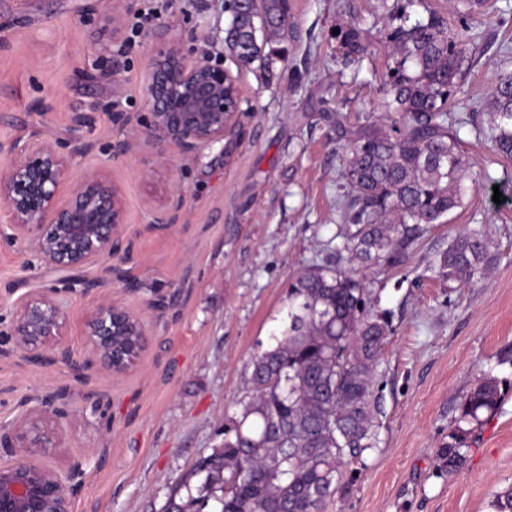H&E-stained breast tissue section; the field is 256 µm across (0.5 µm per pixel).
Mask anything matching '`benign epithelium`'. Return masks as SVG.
Returning a JSON list of instances; mask_svg holds the SVG:
<instances>
[{
	"label": "benign epithelium",
	"mask_w": 512,
	"mask_h": 512,
	"mask_svg": "<svg viewBox=\"0 0 512 512\" xmlns=\"http://www.w3.org/2000/svg\"><path fill=\"white\" fill-rule=\"evenodd\" d=\"M148 134L192 152L224 137L241 112L238 83L222 63L187 64L180 49L163 42L149 61ZM88 146L74 140L69 154L34 136L17 149L18 160L0 172V202L10 213L13 238L27 243L49 267L75 270L92 258L112 259L124 244L125 206L114 181L92 174L73 185L62 203L68 155ZM69 314L56 293L35 291L22 298L13 320L16 346L39 363L52 355L77 376L96 367L119 376L134 367L148 345L142 318L126 303L102 297L83 320L88 356H73L64 344ZM63 391L50 390L38 407L0 426V448L46 457L60 440L50 422L66 415ZM0 512H70L65 479L43 464L0 466Z\"/></svg>",
	"instance_id": "obj_1"
}]
</instances>
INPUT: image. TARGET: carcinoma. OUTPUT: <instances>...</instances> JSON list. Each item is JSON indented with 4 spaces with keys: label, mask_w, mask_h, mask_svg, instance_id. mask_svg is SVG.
<instances>
[{
    "label": "carcinoma",
    "mask_w": 512,
    "mask_h": 512,
    "mask_svg": "<svg viewBox=\"0 0 512 512\" xmlns=\"http://www.w3.org/2000/svg\"><path fill=\"white\" fill-rule=\"evenodd\" d=\"M456 12L476 20L489 0H455ZM225 40L244 65L266 64L258 33L288 26V0H229ZM471 26L448 28V15L424 18L388 34L397 56L384 77L385 111L397 114L393 133L374 124L351 131L343 177L342 224L328 254L288 286V327L274 344L256 350L248 368L254 392L239 416L224 425V444L196 465L199 485L186 504L170 500L166 512L210 504L213 512H325L343 487L345 464L376 447V367L392 332L382 290L345 266L379 270L405 264L410 247L430 224H444L463 203L467 164L448 104L464 75ZM489 139L512 156V76L496 85ZM495 255L477 229L459 232L434 269L448 289L484 276ZM499 379L487 373L466 395L451 442L441 453L453 474L465 462L474 424L499 406Z\"/></svg>",
    "instance_id": "obj_1"
}]
</instances>
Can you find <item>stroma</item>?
<instances>
[{
  "label": "stroma",
  "mask_w": 512,
  "mask_h": 512,
  "mask_svg": "<svg viewBox=\"0 0 512 512\" xmlns=\"http://www.w3.org/2000/svg\"><path fill=\"white\" fill-rule=\"evenodd\" d=\"M395 2L288 0L285 33L263 49L274 61L267 72L228 50L224 0H172L123 57L133 12L152 0H0V170L31 133L61 149L79 139L89 149L71 157L70 181L108 173L125 202L128 250L78 270L52 269L24 241L0 235V347L12 352L0 359V423L21 401L64 389L69 414L44 463L63 469L84 459L69 486L71 512H163L169 498L185 497L180 484L195 463L221 446L225 422L252 389L250 356L282 326L290 281L325 256L341 222L349 130L393 127L382 109V77L396 65L387 31L429 7L446 11L451 28L463 24L450 0L393 16ZM490 3L448 110L470 163L463 204L430 226L401 268L357 269L382 289L394 331L377 367L378 445L346 466L353 480L328 512H491L494 494L512 485V181L503 180L512 160L478 135L493 122L494 86L512 75V0ZM350 27L365 46L351 63L335 36ZM158 32L187 62L207 51L236 77L243 111L222 141L186 153L113 123V113L150 110ZM114 60L120 72L106 78ZM172 199L176 222L155 226L154 205ZM466 227L487 235L495 261L486 277L451 290L432 264ZM114 265L125 279L112 276ZM88 279L126 295L145 322L149 345L137 366L85 382L64 363L14 352L20 296L54 288L70 316L64 341L82 356L83 318L98 302L83 291ZM488 371L501 381L499 408L469 437L462 468L446 474L441 450L463 398Z\"/></svg>",
  "instance_id": "obj_1"
}]
</instances>
